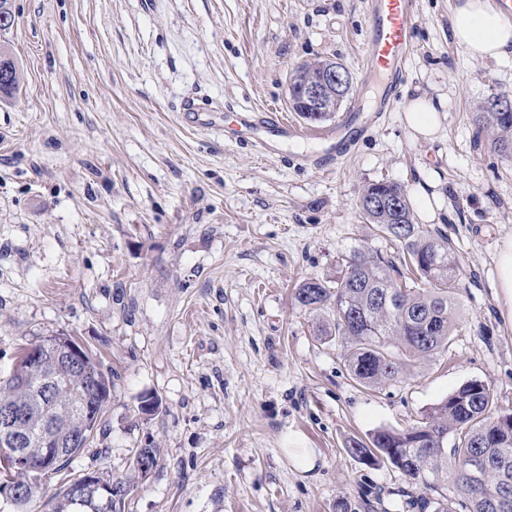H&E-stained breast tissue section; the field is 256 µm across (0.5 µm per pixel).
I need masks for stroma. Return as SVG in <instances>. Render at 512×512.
<instances>
[{
    "label": "stroma",
    "instance_id": "stroma-1",
    "mask_svg": "<svg viewBox=\"0 0 512 512\" xmlns=\"http://www.w3.org/2000/svg\"><path fill=\"white\" fill-rule=\"evenodd\" d=\"M415 2L401 99L441 100L440 138L416 141L398 107L327 171L284 160L321 152L313 137L266 158L225 140V110L297 120L292 73L318 58L360 82L364 0H12L23 80L0 96V381L59 333L110 378L94 438L42 478L34 512L90 473L129 485L128 512H434L435 492L354 459L350 441L416 425L472 379L512 408V305L495 286L512 160L475 124L486 97H512V60L454 44V0ZM188 97L210 129L182 120ZM427 166L461 262L453 341L370 389L294 287L336 276L352 248L393 252L358 198L375 182L412 189Z\"/></svg>",
    "mask_w": 512,
    "mask_h": 512
}]
</instances>
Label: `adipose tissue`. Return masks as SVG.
<instances>
[{"instance_id":"1","label":"adipose tissue","mask_w":512,"mask_h":512,"mask_svg":"<svg viewBox=\"0 0 512 512\" xmlns=\"http://www.w3.org/2000/svg\"><path fill=\"white\" fill-rule=\"evenodd\" d=\"M450 28L454 43L470 58L512 59V18L502 14L492 0H455ZM403 120L414 138L431 142L440 134L443 116L435 101L424 95L409 101Z\"/></svg>"}]
</instances>
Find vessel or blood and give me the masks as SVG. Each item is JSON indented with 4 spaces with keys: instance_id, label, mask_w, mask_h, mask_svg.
Wrapping results in <instances>:
<instances>
[{
    "instance_id": "b4317fda",
    "label": "vessel or blood",
    "mask_w": 512,
    "mask_h": 512,
    "mask_svg": "<svg viewBox=\"0 0 512 512\" xmlns=\"http://www.w3.org/2000/svg\"><path fill=\"white\" fill-rule=\"evenodd\" d=\"M414 24L411 0H367L365 53L361 71L365 81L376 83L379 95L370 116H362L360 107H353L336 130L321 132L328 141L326 152L315 155L313 164L320 169L336 166L358 144L369 124L377 122L383 113L392 111L398 100V89L410 57V34ZM237 126L255 130L251 144L263 155L272 154L271 142L293 133L287 119L278 111L266 114L253 111L237 112Z\"/></svg>"
}]
</instances>
